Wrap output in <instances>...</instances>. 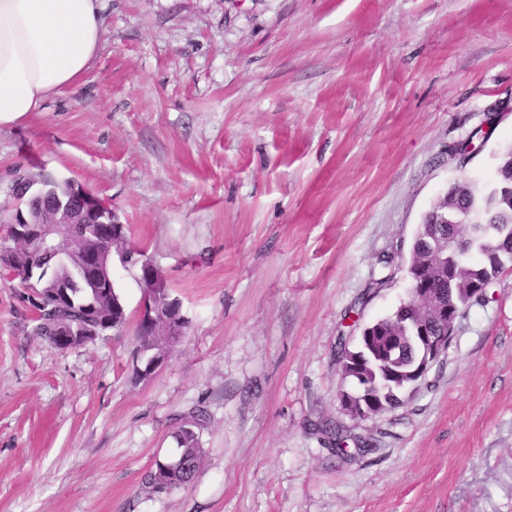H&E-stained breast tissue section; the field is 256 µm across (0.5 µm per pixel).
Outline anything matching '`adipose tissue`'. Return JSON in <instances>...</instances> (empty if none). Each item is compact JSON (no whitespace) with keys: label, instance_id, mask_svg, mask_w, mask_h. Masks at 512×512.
Returning a JSON list of instances; mask_svg holds the SVG:
<instances>
[{"label":"adipose tissue","instance_id":"adipose-tissue-1","mask_svg":"<svg viewBox=\"0 0 512 512\" xmlns=\"http://www.w3.org/2000/svg\"><path fill=\"white\" fill-rule=\"evenodd\" d=\"M103 34L100 0H0V124L82 79Z\"/></svg>","mask_w":512,"mask_h":512}]
</instances>
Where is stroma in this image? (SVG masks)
<instances>
[{"label":"stroma","mask_w":512,"mask_h":512,"mask_svg":"<svg viewBox=\"0 0 512 512\" xmlns=\"http://www.w3.org/2000/svg\"><path fill=\"white\" fill-rule=\"evenodd\" d=\"M91 70L0 125L19 178L115 212L189 327L136 374L122 332L60 350L0 279V512H512V269L418 392L355 421L341 348L392 313L450 184L512 144V0H102ZM204 409L193 482L146 491ZM363 441L337 456L323 430Z\"/></svg>","instance_id":"stroma-1"}]
</instances>
